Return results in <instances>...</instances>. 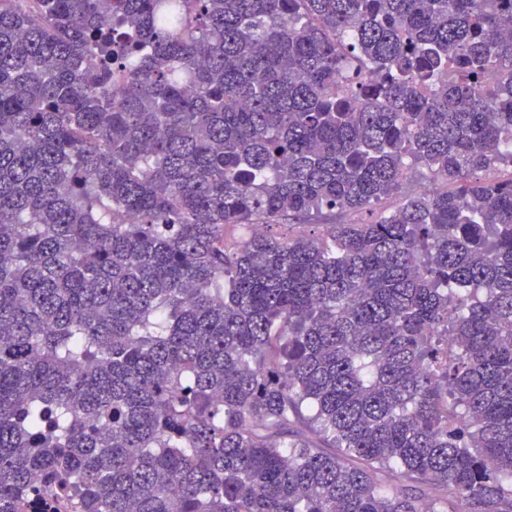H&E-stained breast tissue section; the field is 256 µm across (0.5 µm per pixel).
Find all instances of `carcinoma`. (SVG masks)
<instances>
[{
	"instance_id": "carcinoma-1",
	"label": "carcinoma",
	"mask_w": 512,
	"mask_h": 512,
	"mask_svg": "<svg viewBox=\"0 0 512 512\" xmlns=\"http://www.w3.org/2000/svg\"><path fill=\"white\" fill-rule=\"evenodd\" d=\"M35 497L512 512V0H0V512Z\"/></svg>"
}]
</instances>
